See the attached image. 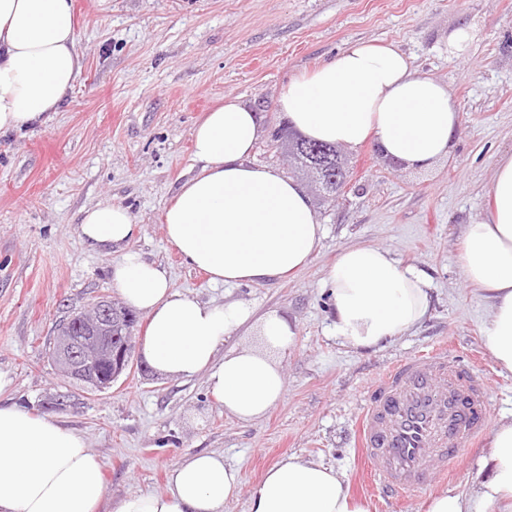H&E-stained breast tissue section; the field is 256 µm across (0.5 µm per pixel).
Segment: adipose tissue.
<instances>
[{
    "instance_id": "obj_1",
    "label": "adipose tissue",
    "mask_w": 512,
    "mask_h": 512,
    "mask_svg": "<svg viewBox=\"0 0 512 512\" xmlns=\"http://www.w3.org/2000/svg\"><path fill=\"white\" fill-rule=\"evenodd\" d=\"M72 0H0V134L44 122L81 73ZM277 107L302 137L355 149L374 140L385 156L428 168L451 151L459 124L446 84L415 75L392 45L355 42L293 77ZM261 117L225 97L192 130L197 170L163 212L165 235L214 284L280 281L301 271L324 234L302 186L273 167L252 164ZM136 226L127 207L107 201L83 211L81 236L95 248L121 247L112 283L147 318L144 359L177 378L204 374L227 416L262 420L287 389L276 352L294 345V323L251 305L199 301L171 286L166 270L126 249ZM459 260L490 314L481 343L500 372L512 373V154L502 155L483 220L465 225ZM331 330L352 351H370L420 326L432 304L427 274L372 244L343 248L324 272ZM255 322L260 347L224 350ZM469 490L431 496L426 512H512V416L496 424ZM241 471L222 454L200 452L172 471L160 493L134 492L112 512H224L237 499ZM247 512H371L334 467L294 455L251 486ZM102 468L84 437L59 420L0 405V512H98Z\"/></svg>"
}]
</instances>
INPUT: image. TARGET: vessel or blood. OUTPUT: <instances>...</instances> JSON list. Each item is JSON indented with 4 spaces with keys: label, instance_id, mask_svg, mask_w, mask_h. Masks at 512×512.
Returning <instances> with one entry per match:
<instances>
[{
    "label": "vessel or blood",
    "instance_id": "1",
    "mask_svg": "<svg viewBox=\"0 0 512 512\" xmlns=\"http://www.w3.org/2000/svg\"><path fill=\"white\" fill-rule=\"evenodd\" d=\"M485 380L439 349L406 357L376 380L359 417L358 446L379 494L425 489L432 463L458 460L489 430Z\"/></svg>",
    "mask_w": 512,
    "mask_h": 512
}]
</instances>
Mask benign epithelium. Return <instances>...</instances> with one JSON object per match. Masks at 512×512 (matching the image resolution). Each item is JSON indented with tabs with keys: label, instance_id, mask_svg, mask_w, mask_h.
Instances as JSON below:
<instances>
[{
	"label": "benign epithelium",
	"instance_id": "benign-epithelium-1",
	"mask_svg": "<svg viewBox=\"0 0 512 512\" xmlns=\"http://www.w3.org/2000/svg\"><path fill=\"white\" fill-rule=\"evenodd\" d=\"M112 300L105 299L89 310L81 336L67 328L59 332L54 357L68 378L104 392L131 368L132 344H112Z\"/></svg>",
	"mask_w": 512,
	"mask_h": 512
}]
</instances>
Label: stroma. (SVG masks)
Masks as SVG:
<instances>
[{
  "label": "stroma",
  "instance_id": "1",
  "mask_svg": "<svg viewBox=\"0 0 512 512\" xmlns=\"http://www.w3.org/2000/svg\"><path fill=\"white\" fill-rule=\"evenodd\" d=\"M84 68L44 123L0 136V371L11 384L0 405L79 431L102 465L99 512L134 491H165L188 455L223 454L248 486L282 457L333 466L357 486L362 464L356 420L378 375L395 361L447 346L491 390V422L512 413V374H501L480 336L488 304L460 261L464 225L479 220L499 155L512 153V0H74ZM477 32L465 56L448 53V33ZM391 43L418 76L448 85L459 112L447 159L427 170L377 159L372 143L349 150L350 176L336 201L316 205L324 226L317 252L296 276L215 286L166 239L164 208L194 172L191 130L225 96L263 117L250 157L287 170L269 148L282 116L275 102L288 81L356 41ZM130 209V250L162 265L174 288L221 305L249 303L298 328L279 358L287 392L260 422L242 425L208 394L205 379L155 372L139 349L147 320L137 315L132 369L95 392L60 376L51 361L62 320L118 298L110 272L120 249L94 250L80 235L83 209L100 201ZM385 248L432 282L424 323L376 351L358 353L329 332L325 268L344 247ZM486 441L467 447L432 489L373 512H425L432 493L479 479Z\"/></svg>",
  "mask_w": 512,
  "mask_h": 512
}]
</instances>
